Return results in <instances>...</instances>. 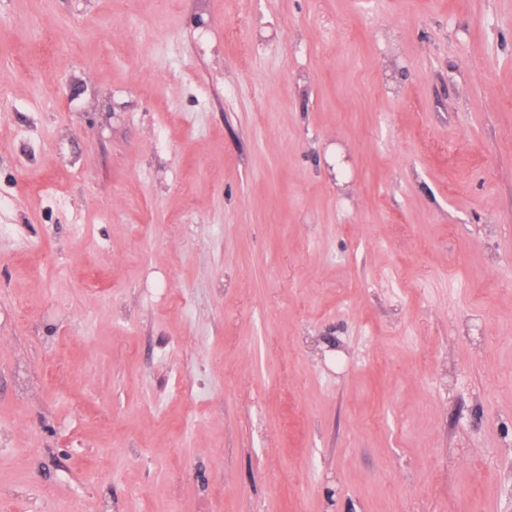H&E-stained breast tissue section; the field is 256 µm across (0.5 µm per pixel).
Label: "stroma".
<instances>
[{"instance_id":"obj_1","label":"stroma","mask_w":512,"mask_h":512,"mask_svg":"<svg viewBox=\"0 0 512 512\" xmlns=\"http://www.w3.org/2000/svg\"><path fill=\"white\" fill-rule=\"evenodd\" d=\"M0 0V512H512V0Z\"/></svg>"}]
</instances>
